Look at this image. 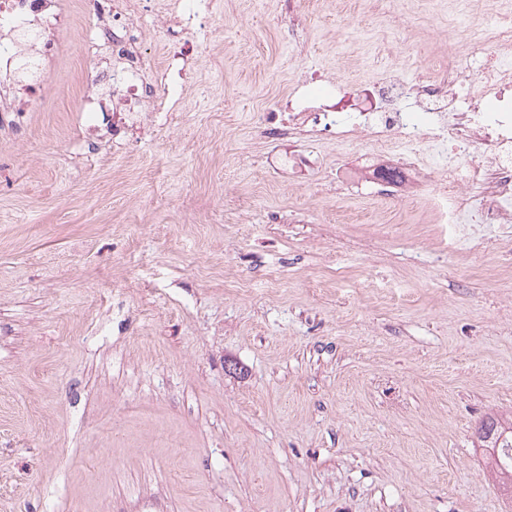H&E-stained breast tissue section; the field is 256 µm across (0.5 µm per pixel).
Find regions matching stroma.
Instances as JSON below:
<instances>
[{
    "label": "stroma",
    "mask_w": 512,
    "mask_h": 512,
    "mask_svg": "<svg viewBox=\"0 0 512 512\" xmlns=\"http://www.w3.org/2000/svg\"><path fill=\"white\" fill-rule=\"evenodd\" d=\"M0 133V512H512L477 430L512 417V264L449 254L426 198L253 128L305 71L414 79L448 0H220L174 120L80 111L95 22ZM280 13L281 16L288 20V25L292 28V36L294 39L293 48L296 54L302 55L306 52V42L299 35V31L306 33L309 27L310 19L300 9V1L298 0H281Z\"/></svg>",
    "instance_id": "obj_1"
}]
</instances>
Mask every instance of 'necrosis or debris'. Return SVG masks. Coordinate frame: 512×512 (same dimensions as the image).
Wrapping results in <instances>:
<instances>
[{
	"label": "necrosis or debris",
	"instance_id": "obj_1",
	"mask_svg": "<svg viewBox=\"0 0 512 512\" xmlns=\"http://www.w3.org/2000/svg\"><path fill=\"white\" fill-rule=\"evenodd\" d=\"M98 20L95 39L112 46V73L85 93L87 112L112 111L133 127L147 115L177 111L186 69H200L209 39L202 0H88ZM67 17L61 0H0V112L16 111L18 93L38 100L43 81L20 72L18 45L31 38V56L42 74L61 52L55 30ZM175 25L193 37L175 55L145 66L140 39L148 24ZM467 50L449 49L420 80L387 71L354 90L313 74L321 89L290 95L287 119L256 113L260 137L297 144L318 130L347 141L363 135L378 158L429 187L437 221L450 225L451 245L472 240V220L512 223V17L489 9L466 33ZM497 46L499 54L489 53Z\"/></svg>",
	"mask_w": 512,
	"mask_h": 512
}]
</instances>
